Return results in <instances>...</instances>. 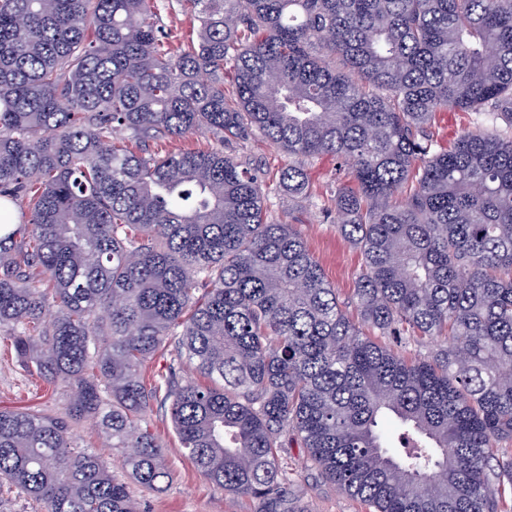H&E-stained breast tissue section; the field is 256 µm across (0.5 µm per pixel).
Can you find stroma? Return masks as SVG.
Returning a JSON list of instances; mask_svg holds the SVG:
<instances>
[{
	"mask_svg": "<svg viewBox=\"0 0 512 512\" xmlns=\"http://www.w3.org/2000/svg\"><path fill=\"white\" fill-rule=\"evenodd\" d=\"M225 150L260 163L262 177L272 187L268 201L271 218L297 228L339 300L344 302L346 314L351 320H358L359 315L348 300L356 286L362 255L336 229L334 198L347 177L338 171L335 159L322 156L308 163L312 198L296 203L276 188L280 170L288 162L287 155L257 141L232 143ZM68 399L64 388L37 385L20 368L6 342L0 341V408L33 406L60 413L67 407ZM145 423L163 447L169 478L158 491L129 483V495L139 512H259L257 500L229 498L201 475L181 448L165 408L153 406L145 415ZM285 459L298 512H368L363 504L309 468L299 442L289 443Z\"/></svg>",
	"mask_w": 512,
	"mask_h": 512,
	"instance_id": "stroma-1",
	"label": "stroma"
}]
</instances>
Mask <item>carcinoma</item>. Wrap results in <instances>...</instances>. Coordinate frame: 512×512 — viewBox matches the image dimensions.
<instances>
[{
	"mask_svg": "<svg viewBox=\"0 0 512 512\" xmlns=\"http://www.w3.org/2000/svg\"><path fill=\"white\" fill-rule=\"evenodd\" d=\"M196 36L171 48L161 12ZM232 95L224 96V71ZM474 112L449 146L439 112ZM206 149L145 156L160 135ZM309 199L336 159L337 230L362 254L343 312L259 169ZM170 336L196 379L145 364ZM69 388L60 415L0 409V495L136 512L79 449L95 423L128 479L169 478L142 425L167 407L227 496L299 512L280 452L372 512H500L512 495V0H0V339ZM428 347L409 359L400 349Z\"/></svg>",
	"mask_w": 512,
	"mask_h": 512,
	"instance_id": "carcinoma-1",
	"label": "carcinoma"
}]
</instances>
